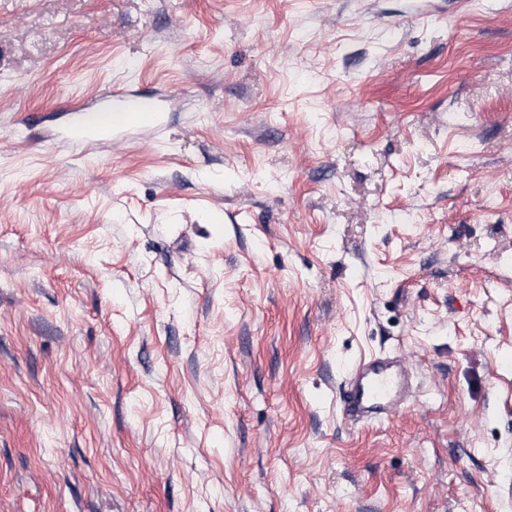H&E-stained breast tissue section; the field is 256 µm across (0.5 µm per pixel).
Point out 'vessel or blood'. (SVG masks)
<instances>
[{
  "label": "vessel or blood",
  "instance_id": "b4317fda",
  "mask_svg": "<svg viewBox=\"0 0 512 512\" xmlns=\"http://www.w3.org/2000/svg\"><path fill=\"white\" fill-rule=\"evenodd\" d=\"M163 120L160 99L116 88L101 98L93 116H73L67 139L84 151L96 152L112 141L114 125L157 132L162 129ZM413 397V374L406 358L375 352L348 368L341 395L342 413L355 424L369 425L399 414Z\"/></svg>",
  "mask_w": 512,
  "mask_h": 512
}]
</instances>
